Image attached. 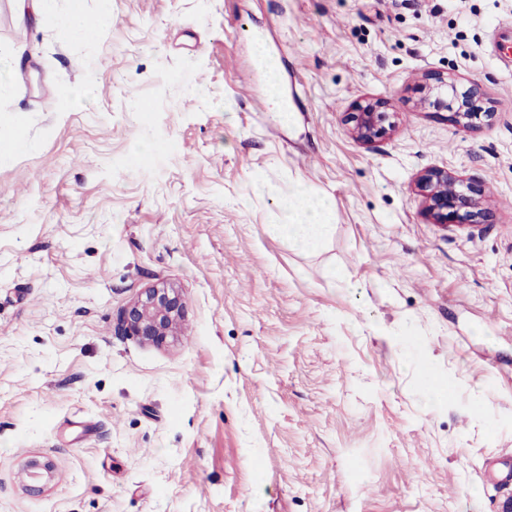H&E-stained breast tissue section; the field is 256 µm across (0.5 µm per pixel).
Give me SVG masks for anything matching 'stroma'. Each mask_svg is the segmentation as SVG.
Listing matches in <instances>:
<instances>
[{"mask_svg": "<svg viewBox=\"0 0 512 512\" xmlns=\"http://www.w3.org/2000/svg\"><path fill=\"white\" fill-rule=\"evenodd\" d=\"M0 0V512H496L512 0ZM477 88L466 127L431 88ZM68 87L62 98L60 87ZM379 105L363 143L348 116ZM445 171L483 223L438 224ZM328 197L315 251L269 232ZM165 283L176 335L124 309ZM48 468L39 490L30 461ZM69 11L58 18V21L67 28H73L84 31L94 25L85 15L83 2L80 0H71ZM350 114V122L353 123L351 134L356 140L369 143L385 133L383 123L387 119V112H378L373 104H358ZM429 215L438 224L448 223V210L460 224H481L486 212L479 199L470 195L471 187L447 172L427 173L416 184ZM183 301L176 288L166 285L148 288L124 311L122 326L143 343L159 344L176 334Z\"/></svg>", "mask_w": 512, "mask_h": 512, "instance_id": "obj_1", "label": "stroma"}]
</instances>
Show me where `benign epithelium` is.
I'll list each match as a JSON object with an SVG mask.
<instances>
[{
    "label": "benign epithelium",
    "mask_w": 512,
    "mask_h": 512,
    "mask_svg": "<svg viewBox=\"0 0 512 512\" xmlns=\"http://www.w3.org/2000/svg\"><path fill=\"white\" fill-rule=\"evenodd\" d=\"M450 90L448 106H456L455 117L462 125L470 126L482 115L491 116L484 111L476 89L460 92L452 85ZM386 119L387 113L377 111L376 106L359 104L351 113V134L358 141L372 142L385 133ZM416 188L429 215L438 224L448 223L450 215L460 224L484 221L486 212L481 201L471 195V187L461 179L446 172L427 173L419 177ZM182 312L183 301L177 289L157 285L146 289L126 308L122 326L143 343L159 344L176 334Z\"/></svg>",
    "instance_id": "obj_1"
}]
</instances>
